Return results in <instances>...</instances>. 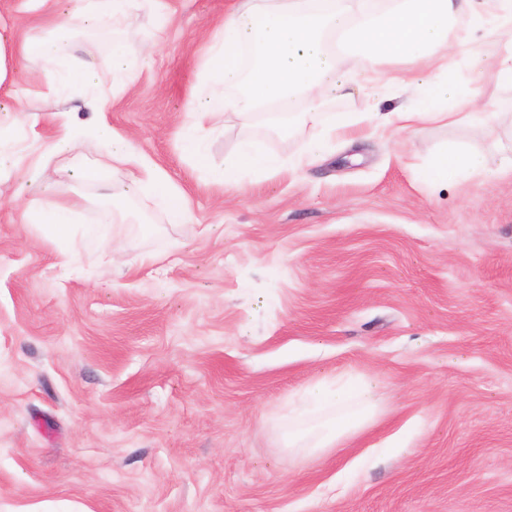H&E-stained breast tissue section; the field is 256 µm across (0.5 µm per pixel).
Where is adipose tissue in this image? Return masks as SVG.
<instances>
[{"label": "adipose tissue", "instance_id": "1", "mask_svg": "<svg viewBox=\"0 0 512 512\" xmlns=\"http://www.w3.org/2000/svg\"><path fill=\"white\" fill-rule=\"evenodd\" d=\"M129 0H72L70 10L54 14L48 24L49 34L40 39H24L20 53L27 58H55L58 45L54 32L95 26L101 17L122 10ZM472 12V22L483 28L486 37L497 40L502 50L497 59L498 77L512 84V0H394L381 13L362 0H238L224 15L221 34L211 45L209 68L217 77L216 89L201 96L191 111V119L181 130L185 149L204 154L202 133L216 126L218 119L234 115L248 119L262 102L286 100L295 96L309 102L302 119L317 129L320 141L343 135L349 119L320 111L321 99L344 93L353 76L343 68L344 55H364L372 62L400 60L411 71L400 77L403 86L416 84L420 71L439 72L448 66V49L470 50V30L458 29L456 20ZM336 36L342 53L329 52L325 35ZM101 81L84 60L68 61L56 87L57 96H65L75 86L90 92V105L103 111L99 93ZM436 104L426 108L404 107L391 112L368 113V121L397 131L414 130L423 123L483 124L488 114L476 111L475 90L461 91L449 84H434ZM61 136L56 145L70 152L75 170L87 166L79 151L84 136H92L105 146L101 164L105 167L127 166L131 184L152 189L155 200L168 214L170 223L179 224L188 212L177 186L161 169L115 146L109 125L96 124L76 128L68 113H58ZM491 157L481 150L444 152L435 159L432 178L467 174L481 176L490 171ZM377 378L346 382L329 388L316 383L308 398L297 409L306 427L288 435L289 447L305 440L307 448L325 453L356 438L377 411Z\"/></svg>", "mask_w": 512, "mask_h": 512}]
</instances>
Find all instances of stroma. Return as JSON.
Returning a JSON list of instances; mask_svg holds the SVG:
<instances>
[{"mask_svg":"<svg viewBox=\"0 0 512 512\" xmlns=\"http://www.w3.org/2000/svg\"><path fill=\"white\" fill-rule=\"evenodd\" d=\"M233 0H136L98 29L62 36L55 59H23L48 10L0 0V512H512V174L434 183L449 144L512 159V116L491 126L361 124L300 169L234 168L239 141L288 161L312 130L182 126L211 37ZM479 101L512 99L482 30ZM104 85L105 112L55 89L70 58ZM368 84L321 102L358 116L417 104ZM105 121L165 171L188 202L169 223L123 167L73 173L47 145ZM231 178H224V171ZM82 199L71 234L25 221L46 200ZM110 245L84 235L101 211ZM378 377L383 416L346 446L287 448L292 408L319 378ZM410 450L387 440L413 418Z\"/></svg>","mask_w":512,"mask_h":512,"instance_id":"35a3bbf8","label":"stroma"}]
</instances>
